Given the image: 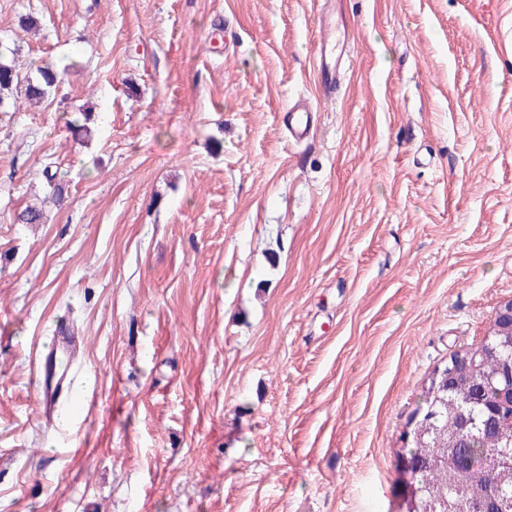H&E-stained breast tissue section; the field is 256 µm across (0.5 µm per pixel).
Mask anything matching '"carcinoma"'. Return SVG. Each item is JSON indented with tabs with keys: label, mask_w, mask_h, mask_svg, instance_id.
<instances>
[{
	"label": "carcinoma",
	"mask_w": 512,
	"mask_h": 512,
	"mask_svg": "<svg viewBox=\"0 0 512 512\" xmlns=\"http://www.w3.org/2000/svg\"><path fill=\"white\" fill-rule=\"evenodd\" d=\"M15 49L0 41V93L23 86L28 101H42L59 83L58 73L40 67L34 79L21 80L11 57ZM481 369L471 380L428 381L412 412L401 457L413 462L405 474L410 487L405 512H448L484 487L492 491L496 512H512V478L497 466L503 451H512V430L490 420L488 408L506 391L503 370L512 363V346L478 358ZM457 446L448 447V439Z\"/></svg>",
	"instance_id": "obj_1"
}]
</instances>
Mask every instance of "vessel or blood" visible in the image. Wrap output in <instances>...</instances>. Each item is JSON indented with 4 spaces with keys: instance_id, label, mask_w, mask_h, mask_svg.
I'll return each instance as SVG.
<instances>
[{
    "instance_id": "obj_1",
    "label": "vessel or blood",
    "mask_w": 512,
    "mask_h": 512,
    "mask_svg": "<svg viewBox=\"0 0 512 512\" xmlns=\"http://www.w3.org/2000/svg\"><path fill=\"white\" fill-rule=\"evenodd\" d=\"M315 21L317 28L316 67L319 72L318 91L320 95L331 96L340 77L344 62L345 46L336 35V10L333 0H316ZM317 110L308 98L293 100L285 108L288 132L294 141L308 137ZM81 340L66 324H58L51 347L39 363V389L44 406L46 421H54L61 410V395L69 380L67 372L57 360L58 351L76 356Z\"/></svg>"
}]
</instances>
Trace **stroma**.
<instances>
[{
    "label": "stroma",
    "mask_w": 512,
    "mask_h": 512,
    "mask_svg": "<svg viewBox=\"0 0 512 512\" xmlns=\"http://www.w3.org/2000/svg\"><path fill=\"white\" fill-rule=\"evenodd\" d=\"M336 12L324 100L313 0H0L21 75L65 72L0 107V512H397L426 379L512 298V0ZM38 76L35 79L27 77L23 81L24 97L27 101H42L50 93L52 88H55L59 83L58 73L52 68L39 67L37 69ZM288 123V132L294 141L308 137L314 125V113L319 112L316 104L309 98H298L284 108ZM81 346L79 336L68 328V325L61 323L56 326L51 347L39 363V389L44 406V419L50 424L61 410L62 391L70 382L67 378V371L62 369L61 363L57 361L58 350L62 349L74 359ZM70 387L72 383L69 384Z\"/></svg>",
    "instance_id": "stroma-1"
}]
</instances>
